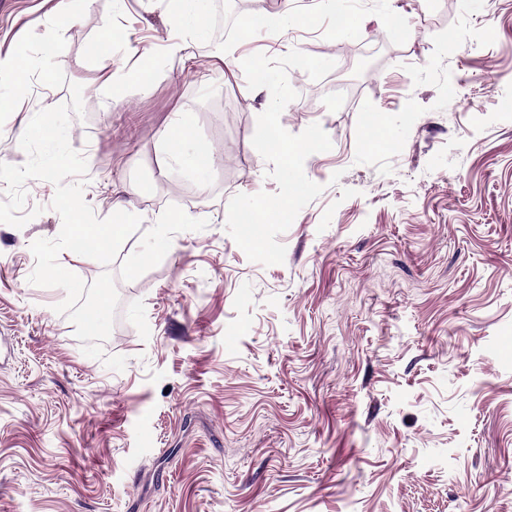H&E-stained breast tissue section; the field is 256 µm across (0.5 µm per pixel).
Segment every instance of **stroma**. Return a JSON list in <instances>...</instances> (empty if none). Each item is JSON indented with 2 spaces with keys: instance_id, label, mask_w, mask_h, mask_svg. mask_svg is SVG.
Masks as SVG:
<instances>
[{
  "instance_id": "35a3bbf8",
  "label": "stroma",
  "mask_w": 512,
  "mask_h": 512,
  "mask_svg": "<svg viewBox=\"0 0 512 512\" xmlns=\"http://www.w3.org/2000/svg\"><path fill=\"white\" fill-rule=\"evenodd\" d=\"M348 7L291 0L270 33L274 0H204L200 38L168 0H0V55L28 72L21 96L0 79V163L23 165L20 131L81 84L84 199L142 219L111 264L58 256L118 283L102 349L120 371L55 312L64 289L29 281L31 243L62 227L55 185L28 180L40 214L0 223V512H512V0ZM294 49L335 67L288 70L280 123L332 147L266 266L226 230L234 195L278 190L241 62ZM142 53L148 83L113 84ZM179 117L194 138L164 168ZM199 139L217 152L196 172Z\"/></svg>"
}]
</instances>
